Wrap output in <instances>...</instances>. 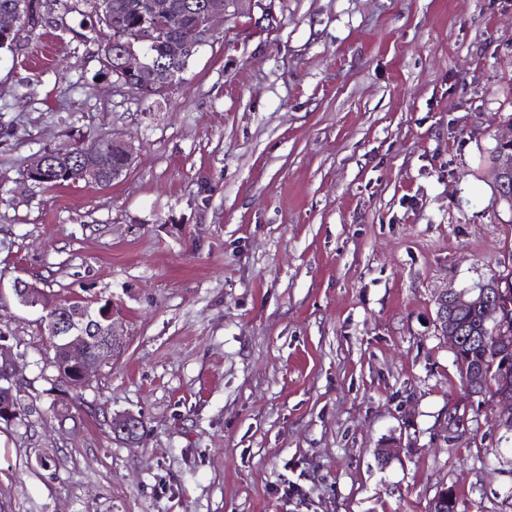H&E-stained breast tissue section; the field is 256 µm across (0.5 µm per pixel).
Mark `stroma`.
Returning <instances> with one entry per match:
<instances>
[{"instance_id": "35a3bbf8", "label": "stroma", "mask_w": 512, "mask_h": 512, "mask_svg": "<svg viewBox=\"0 0 512 512\" xmlns=\"http://www.w3.org/2000/svg\"><path fill=\"white\" fill-rule=\"evenodd\" d=\"M34 2L0 52V335L39 413L0 424V512H428L449 486L512 512L488 454L512 439L438 313L512 289V0H241L156 100L103 67L84 0ZM107 136L136 147L121 181L28 179ZM18 278L112 302L122 347L69 421ZM126 413L132 442L110 428Z\"/></svg>"}]
</instances>
